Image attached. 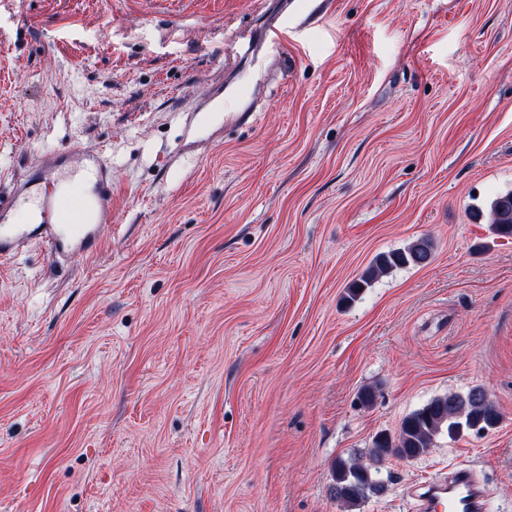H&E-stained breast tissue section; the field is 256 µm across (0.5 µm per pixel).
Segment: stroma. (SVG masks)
<instances>
[{
	"label": "stroma",
	"instance_id": "obj_1",
	"mask_svg": "<svg viewBox=\"0 0 512 512\" xmlns=\"http://www.w3.org/2000/svg\"><path fill=\"white\" fill-rule=\"evenodd\" d=\"M285 17L289 70L256 32ZM0 29V190L94 147L115 213L96 257L0 263V512H421L459 467L512 512V0H0ZM474 387L496 428L336 501V460ZM495 231L504 237L512 236V193L498 197L491 207ZM434 253V245L429 238H420L403 249L384 252L379 254L373 265L348 288V297L356 298L364 288L370 286L371 282L379 274L407 266H426Z\"/></svg>",
	"mask_w": 512,
	"mask_h": 512
}]
</instances>
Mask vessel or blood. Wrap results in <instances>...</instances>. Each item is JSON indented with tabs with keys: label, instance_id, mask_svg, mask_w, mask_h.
<instances>
[{
	"label": "vessel or blood",
	"instance_id": "1",
	"mask_svg": "<svg viewBox=\"0 0 512 512\" xmlns=\"http://www.w3.org/2000/svg\"><path fill=\"white\" fill-rule=\"evenodd\" d=\"M112 224V161L97 149L46 155L30 175L0 191V261L30 242L53 262L93 255ZM426 512H488L489 499L468 470L458 469L426 486Z\"/></svg>",
	"mask_w": 512,
	"mask_h": 512
}]
</instances>
